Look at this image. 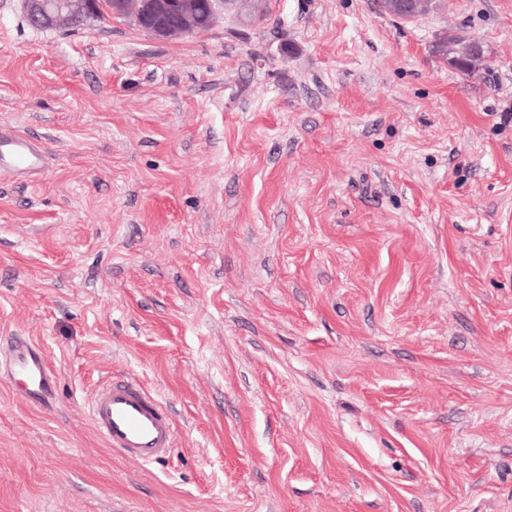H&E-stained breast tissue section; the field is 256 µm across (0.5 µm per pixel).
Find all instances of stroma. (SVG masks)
Listing matches in <instances>:
<instances>
[{
	"label": "stroma",
	"mask_w": 512,
	"mask_h": 512,
	"mask_svg": "<svg viewBox=\"0 0 512 512\" xmlns=\"http://www.w3.org/2000/svg\"><path fill=\"white\" fill-rule=\"evenodd\" d=\"M171 41L0 0V512H512V0H260ZM479 44L464 75L440 34ZM132 376L168 459L90 406ZM44 162V149L27 139L0 132V171L16 174L39 171ZM21 384L29 404L44 406L53 397L57 377L48 368L42 350L22 336L0 344V373ZM93 424L112 451L148 463L162 461L174 443L170 412L130 377L100 387L91 406Z\"/></svg>",
	"instance_id": "obj_1"
}]
</instances>
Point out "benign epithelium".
I'll use <instances>...</instances> for the list:
<instances>
[{
	"label": "benign epithelium",
	"instance_id": "obj_1",
	"mask_svg": "<svg viewBox=\"0 0 512 512\" xmlns=\"http://www.w3.org/2000/svg\"><path fill=\"white\" fill-rule=\"evenodd\" d=\"M234 0H24L28 21L40 28L86 22L93 18L130 17L150 27L158 40H172L213 26L220 7Z\"/></svg>",
	"mask_w": 512,
	"mask_h": 512
}]
</instances>
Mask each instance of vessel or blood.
Listing matches in <instances>:
<instances>
[{
    "label": "vessel or blood",
    "instance_id": "1",
    "mask_svg": "<svg viewBox=\"0 0 512 512\" xmlns=\"http://www.w3.org/2000/svg\"><path fill=\"white\" fill-rule=\"evenodd\" d=\"M44 150L37 143L0 132V171L17 174L39 171ZM21 384L32 405H46L57 385L55 374L35 343L22 336L0 344V372ZM93 424L112 451L148 463L162 461L174 443V426L166 407L142 388L136 379L124 377L98 390L91 406Z\"/></svg>",
    "mask_w": 512,
    "mask_h": 512
}]
</instances>
